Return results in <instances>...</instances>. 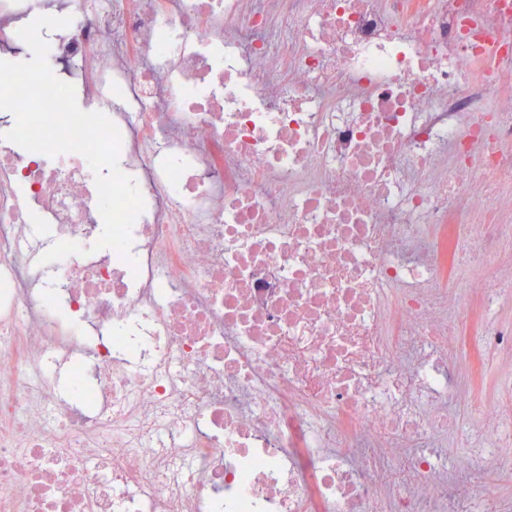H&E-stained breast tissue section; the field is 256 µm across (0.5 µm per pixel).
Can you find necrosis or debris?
Masks as SVG:
<instances>
[{"label":"necrosis or debris","instance_id":"necrosis-or-debris-1","mask_svg":"<svg viewBox=\"0 0 512 512\" xmlns=\"http://www.w3.org/2000/svg\"><path fill=\"white\" fill-rule=\"evenodd\" d=\"M52 10L146 209L110 264L86 159L0 144V512H499L512 0H0V50ZM473 468L478 471L476 475L477 483L494 486L507 509L503 512H512V473H500L490 467L475 463ZM509 508L510 510H508Z\"/></svg>","mask_w":512,"mask_h":512}]
</instances>
